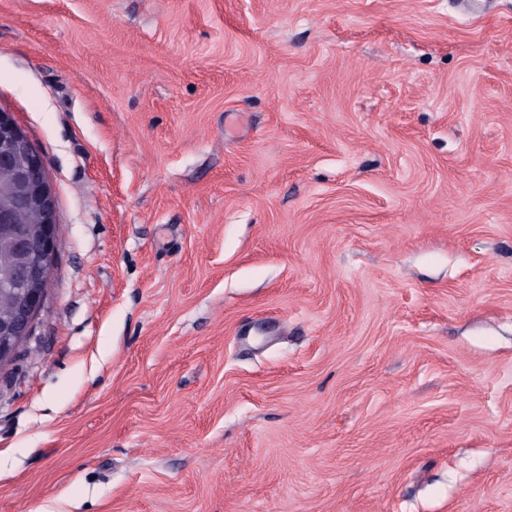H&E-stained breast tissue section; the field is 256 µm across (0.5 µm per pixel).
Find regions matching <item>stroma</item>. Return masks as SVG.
<instances>
[{"label":"stroma","mask_w":512,"mask_h":512,"mask_svg":"<svg viewBox=\"0 0 512 512\" xmlns=\"http://www.w3.org/2000/svg\"><path fill=\"white\" fill-rule=\"evenodd\" d=\"M0 111V512H512V0H0ZM0 172L9 176L6 202L0 203V230L19 262L0 288L8 313L0 323V377L31 336L35 319L46 300V284L54 265L56 201L40 156L8 112H0ZM40 229L22 224H37ZM19 215V216H18ZM17 218L19 224H17ZM0 240V271H7L14 254Z\"/></svg>","instance_id":"1"}]
</instances>
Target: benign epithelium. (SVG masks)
<instances>
[{
	"label": "benign epithelium",
	"instance_id": "benign-epithelium-1",
	"mask_svg": "<svg viewBox=\"0 0 512 512\" xmlns=\"http://www.w3.org/2000/svg\"><path fill=\"white\" fill-rule=\"evenodd\" d=\"M0 172L9 176L6 201L0 203V229L19 262L0 286L8 313L0 322V374L31 336L46 300L54 265L56 201L40 156L8 112H0ZM34 210L39 228L17 223L20 212Z\"/></svg>",
	"mask_w": 512,
	"mask_h": 512
}]
</instances>
